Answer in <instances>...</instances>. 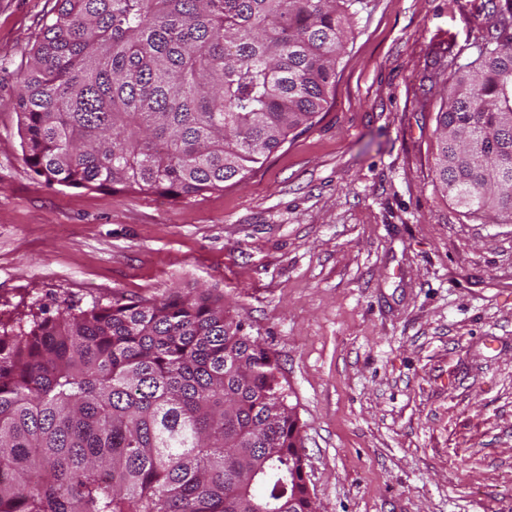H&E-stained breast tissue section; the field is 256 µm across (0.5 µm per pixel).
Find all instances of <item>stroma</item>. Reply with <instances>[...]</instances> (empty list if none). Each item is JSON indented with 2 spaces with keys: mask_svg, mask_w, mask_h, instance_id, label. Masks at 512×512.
I'll return each mask as SVG.
<instances>
[{
  "mask_svg": "<svg viewBox=\"0 0 512 512\" xmlns=\"http://www.w3.org/2000/svg\"><path fill=\"white\" fill-rule=\"evenodd\" d=\"M53 0H0V321L223 296L278 359L320 512H512V223L434 179L431 79L490 0H361L312 126L188 200L47 185L12 103Z\"/></svg>",
  "mask_w": 512,
  "mask_h": 512,
  "instance_id": "obj_1",
  "label": "stroma"
}]
</instances>
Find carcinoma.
<instances>
[{
  "label": "carcinoma",
  "mask_w": 512,
  "mask_h": 512,
  "mask_svg": "<svg viewBox=\"0 0 512 512\" xmlns=\"http://www.w3.org/2000/svg\"><path fill=\"white\" fill-rule=\"evenodd\" d=\"M353 0H55L19 72L49 185L191 199L327 103ZM436 179L512 222V0L436 116ZM278 360L209 293L0 322V512H308Z\"/></svg>",
  "instance_id": "cac0c4a2"
}]
</instances>
